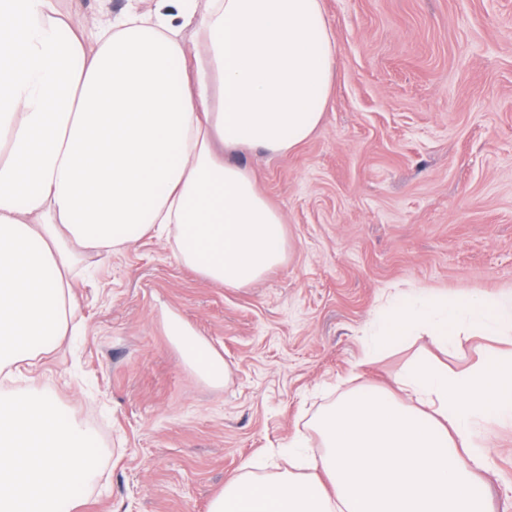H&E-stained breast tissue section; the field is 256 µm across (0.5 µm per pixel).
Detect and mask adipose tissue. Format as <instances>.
I'll list each match as a JSON object with an SVG mask.
<instances>
[{
	"instance_id": "ef3b65f1",
	"label": "adipose tissue",
	"mask_w": 512,
	"mask_h": 512,
	"mask_svg": "<svg viewBox=\"0 0 512 512\" xmlns=\"http://www.w3.org/2000/svg\"><path fill=\"white\" fill-rule=\"evenodd\" d=\"M335 66L321 0H130L78 20L61 0H0V378L32 375L73 334L63 272L79 249L166 237L228 288L279 265L281 214L217 148L293 151L321 123ZM170 331L204 379L225 380L203 338ZM469 334L504 345L463 373L416 360L394 390L341 395L312 422L321 450L294 442L307 474L236 476L210 512H489L479 428L512 422V294L391 289L364 355Z\"/></svg>"
}]
</instances>
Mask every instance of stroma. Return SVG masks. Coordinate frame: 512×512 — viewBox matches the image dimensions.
I'll list each match as a JSON object with an SVG mask.
<instances>
[{
  "mask_svg": "<svg viewBox=\"0 0 512 512\" xmlns=\"http://www.w3.org/2000/svg\"><path fill=\"white\" fill-rule=\"evenodd\" d=\"M337 68L322 122L294 152L228 149L283 216V261L227 288L147 238L71 278L79 336L35 389L97 436L79 512H208L228 477L309 432L338 393L393 388L409 362L460 372L492 349L419 340L362 360L390 288L512 293V0H323ZM178 316L225 361L216 386L168 331ZM490 512H512V427L486 425Z\"/></svg>",
  "mask_w": 512,
  "mask_h": 512,
  "instance_id": "stroma-1",
  "label": "stroma"
}]
</instances>
